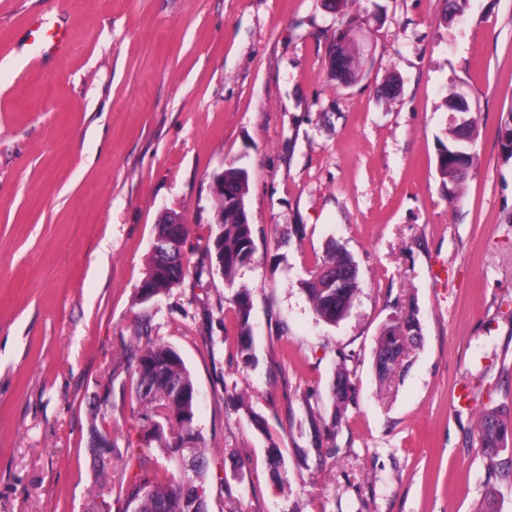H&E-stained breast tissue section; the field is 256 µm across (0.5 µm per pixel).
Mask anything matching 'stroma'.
<instances>
[{"label": "stroma", "mask_w": 512, "mask_h": 512, "mask_svg": "<svg viewBox=\"0 0 512 512\" xmlns=\"http://www.w3.org/2000/svg\"><path fill=\"white\" fill-rule=\"evenodd\" d=\"M348 23L364 54L340 84L328 61ZM452 93L476 119L477 160L446 187ZM511 113L512 0L453 16L448 0L341 14L322 0H0V512H91L123 474L134 396L114 402L108 465L88 431L146 318L200 393L211 512H512V477L490 474L477 431L483 411L512 410V159L497 137ZM233 161L250 173L255 251L230 285L207 248L213 178ZM166 208L188 227L190 272L142 303ZM333 244L361 290L329 325L303 282ZM242 286L252 365L237 352ZM413 311L421 341L379 382L380 331ZM342 364L356 400L323 464L308 418L330 417Z\"/></svg>", "instance_id": "35a3bbf8"}]
</instances>
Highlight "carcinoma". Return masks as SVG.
<instances>
[{
    "label": "carcinoma",
    "instance_id": "carcinoma-1",
    "mask_svg": "<svg viewBox=\"0 0 512 512\" xmlns=\"http://www.w3.org/2000/svg\"><path fill=\"white\" fill-rule=\"evenodd\" d=\"M358 68L355 49L351 44H336V69L331 77L337 82L352 80ZM474 139V127L464 133L460 127L449 128L448 143L441 144L436 170L443 185L459 181L456 168L457 153H466L465 162L473 165L463 138ZM250 174L246 167L230 163L224 168V223L216 225L209 256H214V244L224 250V281L232 284L254 252L253 224L244 223L249 211L237 216L231 209L234 198H247ZM189 272L184 260L171 268L173 280L160 276L156 279L155 297L179 285ZM304 290L317 318L327 324H336L348 314L360 290L358 270L351 257L336 246H331L322 259L316 261L311 278L304 282ZM240 331L238 347L247 364L255 362L254 338L249 324L250 295L240 289L234 298ZM404 336L415 344L421 339L417 314L397 317L386 323L378 337L375 353L390 350ZM129 365L131 392L138 408L133 411L139 444L138 452L129 456L125 467L133 470L129 478L121 477L112 483L106 497L115 512H209L207 475L210 468L205 438L197 428L195 381L182 356L171 345L151 335L149 324H141L138 335L124 352ZM334 413L327 431L336 437L338 427L355 392L345 370L338 372L333 386ZM512 435V414L503 408L488 409L481 415L478 436L482 452L492 473L508 470L512 473V459L503 461L500 454L508 451V436ZM190 446L198 468L186 486L177 470V457L185 446Z\"/></svg>",
    "mask_w": 512,
    "mask_h": 512
}]
</instances>
